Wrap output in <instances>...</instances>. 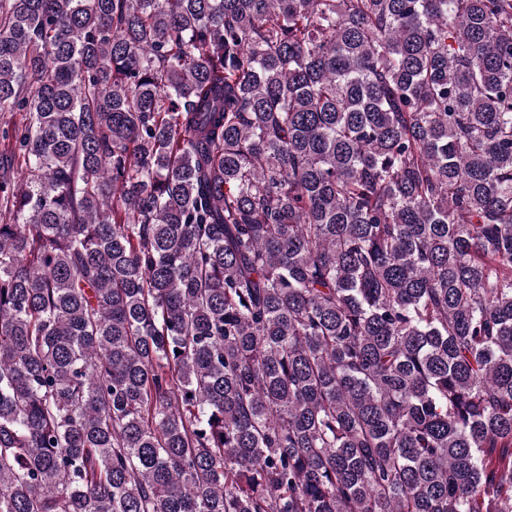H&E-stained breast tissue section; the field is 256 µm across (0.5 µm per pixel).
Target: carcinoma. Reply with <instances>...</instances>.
Listing matches in <instances>:
<instances>
[{"label": "carcinoma", "instance_id": "obj_1", "mask_svg": "<svg viewBox=\"0 0 512 512\" xmlns=\"http://www.w3.org/2000/svg\"><path fill=\"white\" fill-rule=\"evenodd\" d=\"M0 512H512V0H0Z\"/></svg>", "mask_w": 512, "mask_h": 512}]
</instances>
